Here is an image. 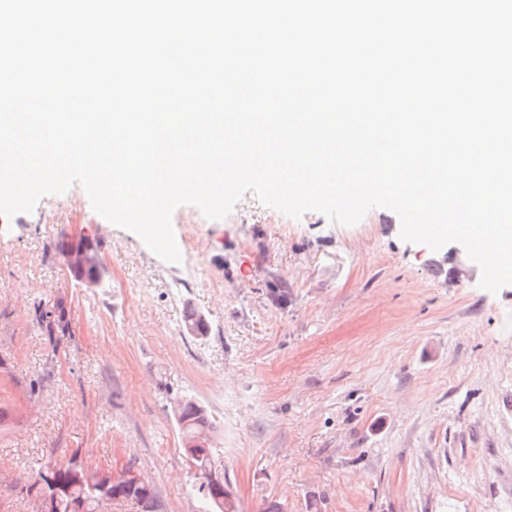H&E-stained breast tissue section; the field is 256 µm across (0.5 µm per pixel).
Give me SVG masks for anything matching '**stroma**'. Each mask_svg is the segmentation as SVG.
<instances>
[{
  "mask_svg": "<svg viewBox=\"0 0 512 512\" xmlns=\"http://www.w3.org/2000/svg\"><path fill=\"white\" fill-rule=\"evenodd\" d=\"M181 264L96 214L82 187L0 216V512H33L47 460L132 469L159 512H199L172 412L214 419L240 512H512V285L449 276L452 245L400 239L391 210L292 219L246 194L172 216ZM91 241L89 288L58 250ZM60 302L62 335L38 305ZM209 324L189 335L186 308Z\"/></svg>",
  "mask_w": 512,
  "mask_h": 512,
  "instance_id": "35a3bbf8",
  "label": "stroma"
}]
</instances>
